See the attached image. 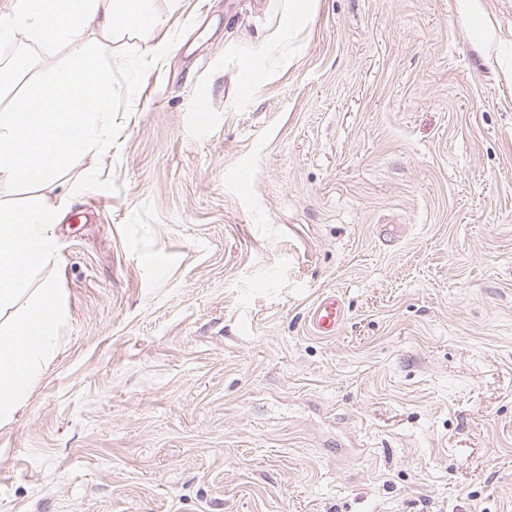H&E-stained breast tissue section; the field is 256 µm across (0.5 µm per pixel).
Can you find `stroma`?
<instances>
[{
	"label": "stroma",
	"instance_id": "stroma-1",
	"mask_svg": "<svg viewBox=\"0 0 512 512\" xmlns=\"http://www.w3.org/2000/svg\"><path fill=\"white\" fill-rule=\"evenodd\" d=\"M481 3L154 0L105 39L172 48L52 192L66 323L0 512H512V0ZM346 315L342 298L336 292L325 293L311 305L307 325L314 336L334 337L346 321Z\"/></svg>",
	"mask_w": 512,
	"mask_h": 512
}]
</instances>
